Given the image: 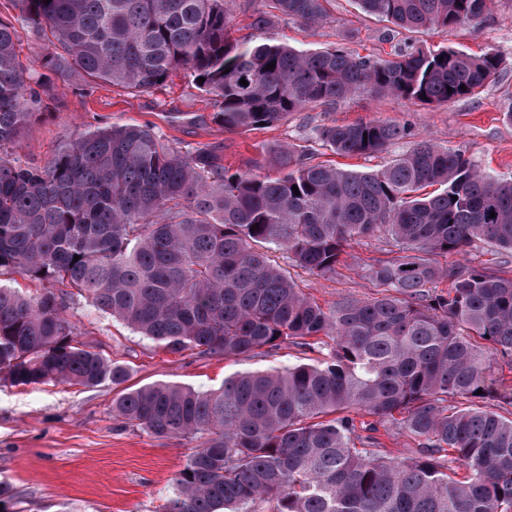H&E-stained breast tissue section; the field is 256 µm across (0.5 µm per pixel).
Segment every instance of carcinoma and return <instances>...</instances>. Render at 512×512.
<instances>
[{
  "label": "carcinoma",
  "instance_id": "carcinoma-1",
  "mask_svg": "<svg viewBox=\"0 0 512 512\" xmlns=\"http://www.w3.org/2000/svg\"><path fill=\"white\" fill-rule=\"evenodd\" d=\"M10 2L0 276L49 287L0 285V381L127 382L125 366L77 341L64 314L75 297L174 355L305 348L320 357L237 372L217 390L158 383L112 400L127 427L202 439L163 512H512V376L497 370L512 373V268L447 261L476 242L512 253V181L428 136L378 170L286 148L263 178L224 165L219 146L184 152L148 125L90 128L43 166L8 153L74 70L138 93L182 73L224 128L250 131L358 92L446 105L477 94L499 55L407 47L380 59L265 36L278 20L323 25L331 0H262L246 42L229 36L233 0ZM358 4L403 30L446 33L484 21L492 0ZM22 30L44 46L37 76L18 52ZM402 137L379 119L317 130L319 146L345 157ZM378 232L394 256L368 266L366 299L325 307L289 271L333 276L345 246ZM381 429L417 448L392 455Z\"/></svg>",
  "mask_w": 512,
  "mask_h": 512
}]
</instances>
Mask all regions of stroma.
Wrapping results in <instances>:
<instances>
[{"instance_id": "obj_1", "label": "stroma", "mask_w": 512, "mask_h": 512, "mask_svg": "<svg viewBox=\"0 0 512 512\" xmlns=\"http://www.w3.org/2000/svg\"><path fill=\"white\" fill-rule=\"evenodd\" d=\"M332 17L317 28L279 23L269 36L303 48L342 46L360 55L383 56L406 41L425 50L445 47L469 53L494 50L497 74L480 92L445 106H422L365 94L304 112L265 129L229 131L217 122L213 100L188 79L166 88L131 94L72 75L59 87V102L33 116L14 155L21 163L44 165L76 135L96 126H152L174 146L220 145L226 164L258 176L273 174L268 156L282 146L311 145L317 128L381 119L406 127L404 138L366 158L324 152L325 161L344 169L376 170L408 151L419 135L466 152L481 169L512 180V0H494L491 15L477 28L445 33L401 35L391 23L363 13L355 0H333ZM382 234L346 246L332 277L302 275L305 292L322 305L345 296L369 297L366 265L388 258ZM66 314L84 345L124 365L129 385L170 383L201 391L219 388L225 376L245 369H270L309 358V350L286 346L271 353L235 360L193 352L173 355L154 342L93 310L80 298ZM119 387L69 385L15 386L0 382V483L13 497L0 512H161L173 478L196 452V438H157L121 426L112 415Z\"/></svg>"}]
</instances>
